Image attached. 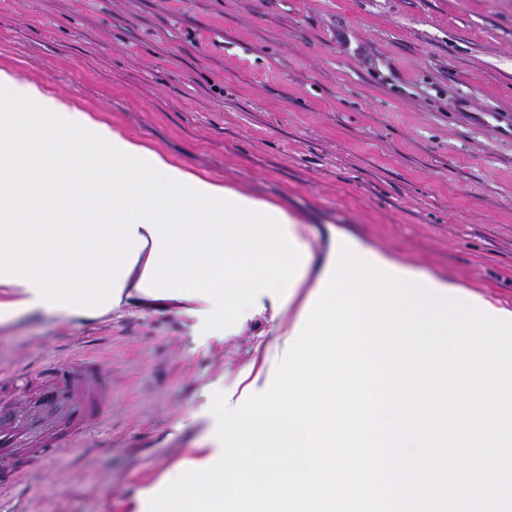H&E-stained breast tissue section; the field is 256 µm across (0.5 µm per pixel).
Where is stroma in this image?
<instances>
[{"label":"stroma","instance_id":"35a3bbf8","mask_svg":"<svg viewBox=\"0 0 512 512\" xmlns=\"http://www.w3.org/2000/svg\"><path fill=\"white\" fill-rule=\"evenodd\" d=\"M0 70L185 170L512 305V0H0ZM160 299L0 326V367L110 368L101 428L0 512H133L210 445L213 394L272 380L270 311L208 327ZM0 420L65 431L28 391Z\"/></svg>","mask_w":512,"mask_h":512}]
</instances>
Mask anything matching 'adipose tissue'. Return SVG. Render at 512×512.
<instances>
[{
  "label": "adipose tissue",
  "instance_id": "adipose-tissue-1",
  "mask_svg": "<svg viewBox=\"0 0 512 512\" xmlns=\"http://www.w3.org/2000/svg\"><path fill=\"white\" fill-rule=\"evenodd\" d=\"M334 235L193 175L64 99L0 70V325L91 317L128 298L246 321L264 299L304 312Z\"/></svg>",
  "mask_w": 512,
  "mask_h": 512
}]
</instances>
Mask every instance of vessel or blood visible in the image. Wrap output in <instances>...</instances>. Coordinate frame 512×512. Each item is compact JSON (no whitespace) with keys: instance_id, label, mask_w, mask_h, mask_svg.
<instances>
[{"instance_id":"obj_1","label":"vessel or blood","mask_w":512,"mask_h":512,"mask_svg":"<svg viewBox=\"0 0 512 512\" xmlns=\"http://www.w3.org/2000/svg\"><path fill=\"white\" fill-rule=\"evenodd\" d=\"M36 391L42 402L65 405L72 418L74 438L90 435V423L106 407L109 397V372L103 361L78 357L48 369L36 370ZM36 445L17 459L20 471H29L60 448L59 440L36 437Z\"/></svg>"}]
</instances>
